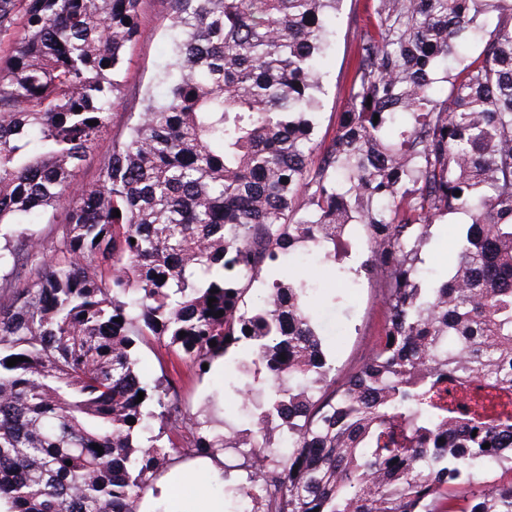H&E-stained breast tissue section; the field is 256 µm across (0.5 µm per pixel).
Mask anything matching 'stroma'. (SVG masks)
Segmentation results:
<instances>
[{
    "label": "stroma",
    "instance_id": "obj_1",
    "mask_svg": "<svg viewBox=\"0 0 512 512\" xmlns=\"http://www.w3.org/2000/svg\"><path fill=\"white\" fill-rule=\"evenodd\" d=\"M365 7V0H343L337 13L335 33L323 62L317 140H331L345 110L355 37L365 22ZM165 16L164 0H147L142 18L144 35L129 52L130 61L126 72L129 96L125 105L113 112L109 126L95 143L92 158L78 172V179L86 181L97 178L98 155L111 148L113 138L124 131L130 113L140 109L138 93L156 85L159 70L170 61L171 45ZM385 319L382 282L373 275H361L354 295L343 305L335 308L328 305L321 307V330L341 373L352 372L368 356L380 338ZM139 368L142 375L149 379L159 376L163 371L178 372L181 376L180 395L190 407H197L202 399L210 396L218 400L226 399L237 418H245L247 414L241 397H228L224 394L225 377L236 373L233 361L216 360L211 371L201 376L169 352L167 347L157 343L153 348L141 351Z\"/></svg>",
    "mask_w": 512,
    "mask_h": 512
}]
</instances>
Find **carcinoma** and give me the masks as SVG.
<instances>
[{"label": "carcinoma", "instance_id": "carcinoma-1", "mask_svg": "<svg viewBox=\"0 0 512 512\" xmlns=\"http://www.w3.org/2000/svg\"><path fill=\"white\" fill-rule=\"evenodd\" d=\"M340 2L166 0L165 99L144 95L99 180L75 185L123 103L146 0H0L7 512H140L160 471L217 452L224 512H512V481L476 478L512 472V0H368L316 161ZM59 210L48 258L32 225ZM456 215L426 268L432 224ZM360 248L387 316L342 375L315 307L349 297L342 257ZM305 253L343 287L287 268ZM155 342L200 375L238 356L267 388H224L255 422L143 380Z\"/></svg>", "mask_w": 512, "mask_h": 512}]
</instances>
